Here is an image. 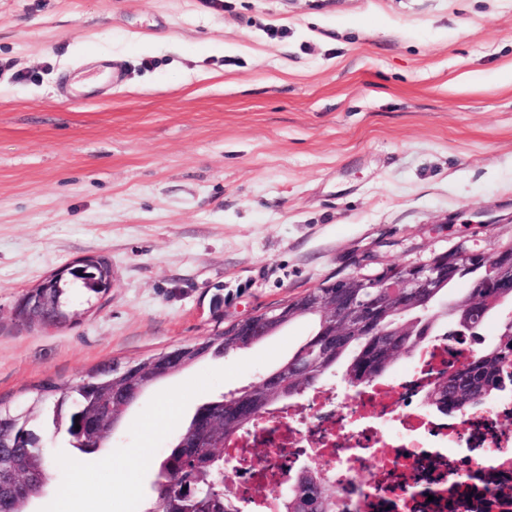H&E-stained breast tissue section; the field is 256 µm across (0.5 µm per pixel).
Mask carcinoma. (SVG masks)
Here are the masks:
<instances>
[{
    "instance_id": "cac0c4a2",
    "label": "carcinoma",
    "mask_w": 512,
    "mask_h": 512,
    "mask_svg": "<svg viewBox=\"0 0 512 512\" xmlns=\"http://www.w3.org/2000/svg\"><path fill=\"white\" fill-rule=\"evenodd\" d=\"M456 276L439 289L434 303L455 311L451 318H477L479 326L497 317L499 296L512 303V288H485L479 295L469 289V298L476 303L472 309H457L448 300V289L461 279L470 283L482 281L484 267L472 262L463 252H456ZM78 290L87 299L97 298L102 289L92 288L82 280H71L62 288L48 291L45 312L73 311L69 301L72 291ZM430 336H338L334 321L317 320L315 331L286 361L288 368L275 381L257 383L229 397L210 399L200 404L182 433L196 442L194 448L179 447L174 440L159 462L157 479L153 483L152 512H240L236 500L224 495V488L208 491L200 477L209 470L213 453L221 452L224 443L252 427L254 417L281 405L284 399L301 397V393L316 387L321 377L340 362L346 363L345 380L367 385L402 351L410 352L428 343ZM261 340L248 336L243 327L231 325L208 337L203 351L208 355L223 356ZM512 353V334L500 336L499 343L486 350L479 361H470L463 369L448 377L438 393L436 408L460 409L482 393L501 391L512 386V373L500 367L504 355ZM137 379L126 366L103 364L95 369L90 385L76 386L57 392V386L44 383L38 386L34 403L42 405L44 424L64 430L72 447L83 454H94L98 448L89 447L100 427L92 414L98 410L107 414L110 406L123 400V390L134 388ZM31 415L0 402V470L18 471L29 476L21 485L0 486V512H28L25 504L28 494L36 490V482L51 478V460L44 446L43 435L30 426ZM337 490L324 484L314 471L299 474L293 480L282 504V512H335Z\"/></svg>"
}]
</instances>
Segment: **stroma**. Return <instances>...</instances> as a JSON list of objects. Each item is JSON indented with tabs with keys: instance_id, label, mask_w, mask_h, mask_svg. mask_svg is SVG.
Returning <instances> with one entry per match:
<instances>
[{
	"instance_id": "1",
	"label": "stroma",
	"mask_w": 512,
	"mask_h": 512,
	"mask_svg": "<svg viewBox=\"0 0 512 512\" xmlns=\"http://www.w3.org/2000/svg\"><path fill=\"white\" fill-rule=\"evenodd\" d=\"M510 244L512 0H0V402L328 280ZM93 255L109 296L74 297L59 328L17 321ZM310 331L167 376L96 454L49 435L33 512H146L197 406ZM136 450L149 463L127 467ZM102 258L100 256H88L77 261H74L72 264L65 266L57 271L53 272L51 275L46 277L42 282L38 283L35 287L28 290L18 301L15 308V316L16 318L23 324L29 325L30 327H42L40 318L38 316L31 318L26 323L22 320L23 317L26 316L25 313V303L26 301H30V305H34L37 299V295L34 292V288H45L48 281L53 277V275L57 273L67 272L68 270H73L76 272L85 271L87 268H94L98 270L102 276L103 280L107 281L109 284L108 292L103 295L101 298L109 295L112 292V267L111 265H107L106 263H102Z\"/></svg>"
}]
</instances>
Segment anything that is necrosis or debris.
I'll use <instances>...</instances> for the list:
<instances>
[{
  "label": "necrosis or debris",
  "mask_w": 512,
  "mask_h": 512,
  "mask_svg": "<svg viewBox=\"0 0 512 512\" xmlns=\"http://www.w3.org/2000/svg\"><path fill=\"white\" fill-rule=\"evenodd\" d=\"M476 349L443 334L404 372L348 398L320 387L268 411L226 443L227 490L253 512H280V492L314 456L339 490L336 512H512V389L465 412L423 405ZM255 448L265 461H253Z\"/></svg>",
  "instance_id": "obj_1"
}]
</instances>
